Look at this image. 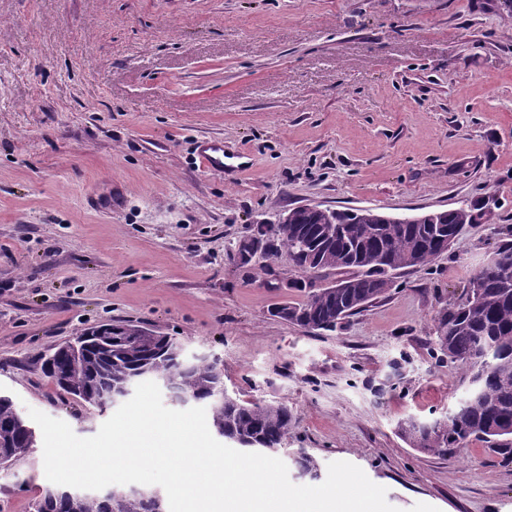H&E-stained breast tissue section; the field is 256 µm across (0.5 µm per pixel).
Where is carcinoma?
Wrapping results in <instances>:
<instances>
[{
    "label": "carcinoma",
    "mask_w": 512,
    "mask_h": 512,
    "mask_svg": "<svg viewBox=\"0 0 512 512\" xmlns=\"http://www.w3.org/2000/svg\"><path fill=\"white\" fill-rule=\"evenodd\" d=\"M476 220L474 208L459 206L435 212L432 224H408L373 209L324 207L293 210L286 224H258L251 240L268 244L273 256L285 254L301 275L312 271L347 280L349 288H312L301 302L278 303L272 315L308 330H334L347 317L378 299L390 288L392 272L420 269L448 252L452 228ZM336 225V234L324 228ZM497 261L478 269L464 298L448 304L436 319L434 350L441 359L459 366L474 393L465 396L443 417L409 418L398 423L400 434L424 452L446 457L473 440L493 452L512 457V243L495 251ZM126 324H109L107 348L91 350L80 367L67 356L57 357L44 376L61 395L80 404L97 403L101 393L127 380L149 379L165 372L174 396L191 395L210 407L212 433L223 432L243 452H281L296 417L283 403L247 402L234 398L222 405L214 400L224 386L223 371L206 361L184 368L170 356L162 362V340L141 345L121 341ZM36 434L10 397L0 395V452L14 461L27 457ZM306 475L318 477V462L308 453L295 458ZM47 512H153L143 498L126 492L77 488H48L37 499Z\"/></svg>",
    "instance_id": "carcinoma-1"
}]
</instances>
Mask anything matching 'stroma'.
I'll list each match as a JSON object with an SVG mask.
<instances>
[{
	"mask_svg": "<svg viewBox=\"0 0 512 512\" xmlns=\"http://www.w3.org/2000/svg\"><path fill=\"white\" fill-rule=\"evenodd\" d=\"M220 139L242 167L203 171ZM479 206L447 254L400 271L333 332L270 313L295 288L229 257L319 204L395 216ZM512 227V17L496 0H0V394L90 437L41 355L123 320L220 357L225 386L288 404V449L347 461L399 512H512V459L397 432L466 391L434 319ZM43 445L0 470L33 512Z\"/></svg>",
	"mask_w": 512,
	"mask_h": 512,
	"instance_id": "1",
	"label": "stroma"
}]
</instances>
